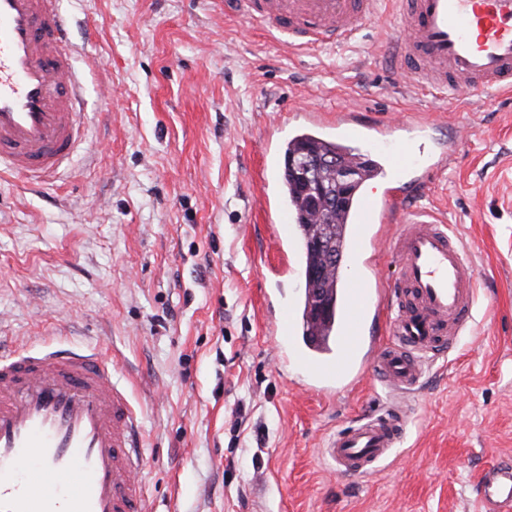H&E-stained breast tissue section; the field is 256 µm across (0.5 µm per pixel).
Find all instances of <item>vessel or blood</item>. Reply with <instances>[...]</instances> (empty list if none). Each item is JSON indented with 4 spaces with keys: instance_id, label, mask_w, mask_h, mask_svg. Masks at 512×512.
I'll use <instances>...</instances> for the list:
<instances>
[{
    "instance_id": "vessel-or-blood-1",
    "label": "vessel or blood",
    "mask_w": 512,
    "mask_h": 512,
    "mask_svg": "<svg viewBox=\"0 0 512 512\" xmlns=\"http://www.w3.org/2000/svg\"><path fill=\"white\" fill-rule=\"evenodd\" d=\"M388 12L397 23L384 33L383 56L412 86L457 96L512 91V0H224L225 15L274 27L293 49L335 46ZM67 43L59 0H0L1 173L48 182L79 148L86 114ZM290 125L339 142L427 148L410 163L381 154L343 212L348 262L334 316L316 325L283 307L276 317L278 335L318 337L297 375L304 386L332 396L368 374L391 392H415L468 323L479 284L455 232L419 204L430 177L447 169L452 144L420 114L393 125L305 110ZM287 204L279 176L264 180L267 214ZM387 224L401 231L391 246L398 276L386 285L372 257ZM406 423L400 407H383L336 431L324 453L337 474L366 476ZM142 463L140 421L111 361L48 343L0 353V512H149ZM479 497L488 512H512V463L482 477Z\"/></svg>"
}]
</instances>
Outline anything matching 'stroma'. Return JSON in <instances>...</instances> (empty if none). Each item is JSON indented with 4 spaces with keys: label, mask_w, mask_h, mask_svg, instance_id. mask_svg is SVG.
I'll return each mask as SVG.
<instances>
[{
    "label": "stroma",
    "mask_w": 512,
    "mask_h": 512,
    "mask_svg": "<svg viewBox=\"0 0 512 512\" xmlns=\"http://www.w3.org/2000/svg\"><path fill=\"white\" fill-rule=\"evenodd\" d=\"M64 8L87 125L53 188L0 179V339L111 356L142 424L152 512H484L480 476L512 462V104L394 80L371 51L386 18L353 45L288 51L225 17L224 0ZM297 106L431 113L440 136H463L423 204L471 249L472 318L366 478L336 477L321 450L386 389L303 390L270 333L265 140Z\"/></svg>",
    "instance_id": "1"
}]
</instances>
